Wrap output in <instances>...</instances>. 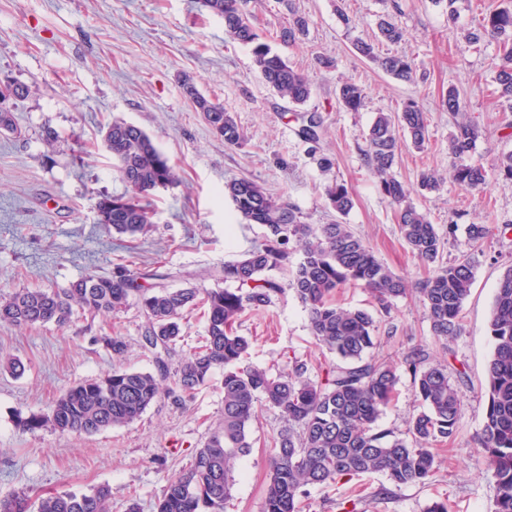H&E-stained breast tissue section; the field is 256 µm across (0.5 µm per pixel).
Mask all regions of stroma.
<instances>
[{
  "label": "stroma",
  "instance_id": "1",
  "mask_svg": "<svg viewBox=\"0 0 512 512\" xmlns=\"http://www.w3.org/2000/svg\"><path fill=\"white\" fill-rule=\"evenodd\" d=\"M501 3L459 0L452 22L441 0H248L246 11L261 40L313 85L306 106L296 108L265 84L250 47L225 38L223 20L200 10L196 0H0V79L29 90L14 108L18 133L0 132V293L62 288L88 271L110 273L120 265L159 269L167 288H213V270L243 258L263 236L262 227L242 220L225 197V181H255L277 201L293 205L307 224L335 221L323 188L345 183L355 201L345 224L411 291L384 309L366 289L347 286L337 294L339 303L374 315L378 359L398 365L421 348L431 360L447 361L460 409L455 437L437 447L436 469L424 484L387 495L382 475L345 478L308 488L304 512H340L345 501L354 502L356 512H426L436 501L447 502L449 512H494L496 485L476 437L487 408L490 314L499 278L512 266V230L474 246L466 229L473 222L512 227V181L492 174L483 191L470 192L448 179L456 118L442 109L441 99L456 87L466 119L478 126L471 159L489 167L512 152V112L501 111L495 82L497 47L472 45L454 33L458 26H477ZM395 5L405 38L396 45L377 43L376 51L414 57L412 84L392 78L352 48L354 39L374 40L378 15ZM294 10L310 24L289 47L278 33ZM342 12L353 20L352 29L339 20ZM323 57L332 59V67L320 65ZM186 75L232 113L244 134L241 146H226L209 131L182 92ZM346 80L366 91L360 111H347L336 97ZM411 99L428 113L429 140L423 149L404 150L395 176L439 231L456 224L442 263L465 254L474 259L461 328L446 344L433 335L417 293L432 267L403 240L395 208L379 192L364 156L376 113L398 111ZM313 111L323 118L315 144L299 135ZM115 119L144 129L180 176L151 196L153 225L134 237L98 224L95 211L100 196L127 191L102 143L103 128ZM49 129L58 135L51 145L45 142ZM325 156L332 157V167L322 165ZM426 170L442 175L436 190L419 189ZM144 325L134 301L117 316L78 314L63 327L21 332L0 323V497L23 489L35 499L106 485L112 512H125L132 498L140 512H154L168 479L188 466L221 415L223 370L185 404L161 397L137 421L97 434H62L48 426L24 432L16 426L18 418L48 414L68 387L111 370L112 353L100 341L105 332L124 337L123 367L154 370L143 346ZM238 331L250 341L248 364L274 376L288 372L295 358L314 372L335 361L316 343L291 290L267 308L245 312ZM10 358L24 362L23 376L3 370ZM418 410L411 376L400 373L396 395L377 425L403 433ZM284 425L280 412L269 407L252 421V449L238 462L224 512H262L268 448Z\"/></svg>",
  "mask_w": 512,
  "mask_h": 512
}]
</instances>
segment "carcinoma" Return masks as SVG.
I'll return each instance as SVG.
<instances>
[{"label":"carcinoma","instance_id":"carcinoma-1","mask_svg":"<svg viewBox=\"0 0 512 512\" xmlns=\"http://www.w3.org/2000/svg\"><path fill=\"white\" fill-rule=\"evenodd\" d=\"M200 6L224 20L228 39L251 46L253 66L270 89L295 105L311 98L310 79L260 41L243 0H200ZM291 15L288 28L280 35L288 46L296 44L309 26L306 17L294 11ZM404 37L398 12L379 16L376 40L396 44ZM463 38L473 44L497 45L501 63L495 81L504 111L512 112V0L484 15L478 26L463 32ZM353 48L394 78L414 80L413 57H380L374 43L363 39L355 40ZM182 89L214 135L226 145L242 144L244 135L222 104L203 95L190 78L183 79ZM25 94L21 85L0 82L1 131H17L10 101ZM337 96L347 110L357 112L364 106L366 92L345 81ZM442 106L453 113L464 111L456 88H448ZM321 126V117L312 113L301 129L302 136L309 141L319 139ZM428 137L426 110L408 101L399 112L377 113L367 135L366 158L380 193L396 208L402 238L421 261L434 266L420 293L434 335L446 341L460 330V313L474 266L467 258L440 263L443 234L427 213L409 201L408 191L393 175L403 147L409 144L420 149ZM478 137L472 124H457L450 145L453 157L471 152ZM103 146L116 162L127 193L99 197L97 223L118 233L143 234L153 224L148 197L175 184L178 174L153 139L132 123L112 121ZM448 173L469 191L484 188L488 180V170L480 161L455 162ZM225 191L247 223L265 229L261 244L244 258L217 269L218 278L234 284L232 288L200 291L143 285L138 279L145 280L148 274L122 267L110 275L88 272L65 288L22 289L0 298V323L28 329L46 324L63 327L77 310L118 314L135 296L146 320L145 348L154 355L156 365L154 372L114 368L73 385L57 398L49 414L20 418L18 426L26 431L49 426L61 433L96 434L136 421L164 392L175 403H185L222 368L221 418L189 466L168 480L155 512H224V502L236 482L238 461L251 448L248 427L260 402L279 410L288 421V429L270 446L263 512H302L306 487L328 486L342 476L380 473L396 489L424 483L435 468L433 447L453 438L456 430L460 400L448 378V364L429 361L421 348L408 352L403 364L422 410L409 419L403 435L378 429L377 421L399 381L397 368L371 355L378 339L373 315L340 306L335 299L337 289L352 284L369 290L387 308L406 295L405 278L384 265L346 224H306L293 206L278 202L247 178L227 182ZM324 196L339 215L353 208L354 198L341 183L325 186ZM293 241L300 252L294 265L290 261ZM270 271L282 277H272ZM287 288L303 304L316 341L337 358L336 363L320 368L315 380L307 376V363L296 358L291 360L290 371L279 376L245 363L250 342L238 333L236 323L245 311L270 306ZM199 306L204 308L206 335L172 370L167 358L180 338L182 320ZM489 329L493 353L487 370L486 419L478 444L485 468L497 485L495 512H512V266L499 279ZM0 512H112L111 490L100 486L89 493H51L35 505L27 493L18 492L0 499Z\"/></svg>","mask_w":512,"mask_h":512}]
</instances>
